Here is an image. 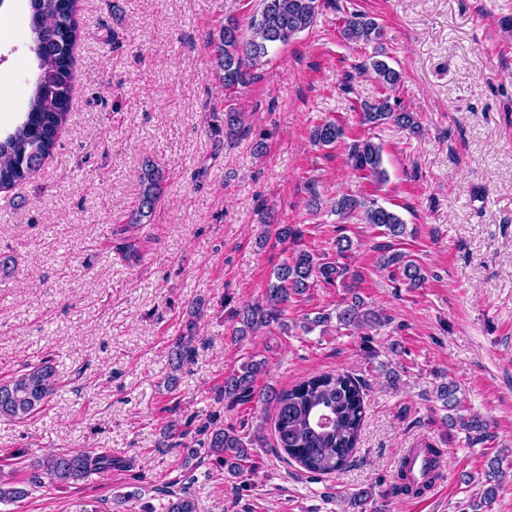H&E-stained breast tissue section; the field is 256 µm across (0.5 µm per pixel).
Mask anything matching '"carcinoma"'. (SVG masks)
Listing matches in <instances>:
<instances>
[{
  "mask_svg": "<svg viewBox=\"0 0 512 512\" xmlns=\"http://www.w3.org/2000/svg\"><path fill=\"white\" fill-rule=\"evenodd\" d=\"M83 0H30V28L37 44L34 53L38 60V74L29 94L27 110L22 120L4 138L0 139V189L32 178L44 160L55 149L59 132L70 118L69 101L72 90L73 51L80 36L78 15ZM327 0H259V9L251 17L247 31H242L237 20L228 18L218 33L208 36L216 69L229 104L224 108V138L232 140L244 131V119L231 101L238 89L254 79L252 70L264 65L269 50L286 45L297 34L311 28L325 7ZM342 37L351 43L378 44L383 29L366 13L347 16L341 27ZM383 52L369 59L365 69L389 94L373 102L360 104L362 124L375 127L392 122L415 131L419 128L416 114L397 109L391 93L401 84V76L381 59ZM344 128L336 121L326 119L311 127L309 138L321 148L333 146L343 138ZM347 161L361 178L380 186L387 181L383 168L382 148L370 138L361 137L350 145ZM144 185L137 209L131 215L129 226L135 227L151 216L159 199V179L154 168L143 172ZM332 209L340 215L361 214V221L372 228L383 229V235L395 240L406 234V223L394 211L377 204L373 199L343 194L333 202ZM280 242H298L302 231L294 224L276 225ZM354 243L346 234L336 237V257L320 258L310 251L297 248L283 264L271 273L265 290V303L244 305L233 313L240 327L236 333L245 336L272 324L283 333L292 326L284 319L289 299L305 295L316 286L353 288L361 280L359 273L350 270L346 260L351 258ZM379 265L388 272L389 280L408 288H419L425 281L422 267L405 252L393 245L380 247ZM336 329L368 335V330L382 323V317L367 308L364 300L354 295L336 306L335 314L317 313L305 318L304 332L330 321ZM195 320L186 325L187 334L178 337L169 357V383L178 381L177 373L190 361L195 339ZM264 367L262 360H250L241 371L224 378V397L231 402L247 401L254 395L253 383ZM59 387L57 371L50 359L28 366L19 375L0 382V417L24 420L47 406ZM364 383L349 373H324L307 378L287 390H270L264 401L273 405L276 447L305 472L314 477L337 474L345 470L356 451L364 424L366 408ZM457 386L443 383L438 386L439 397L446 408L458 406ZM450 425L460 422L475 440L488 437L487 424L477 415L456 419L448 417ZM206 436L209 453L233 477L243 474L242 462L250 457V449L263 445V436L256 431L244 437L233 428L206 424L199 429ZM426 455L419 474L412 472L410 460L403 458L393 485L397 495L420 496L429 488L439 468L443 450L431 445L421 449ZM125 461L112 457L106 451L85 449L58 451L34 461L36 475H45L57 486H68L85 479L93 472H106L120 467ZM500 484L499 460L487 464L484 489L478 506L489 507ZM27 490L8 480L0 481V502L17 501ZM167 497L165 512H199L196 498L186 489L163 490Z\"/></svg>",
  "mask_w": 512,
  "mask_h": 512,
  "instance_id": "carcinoma-1",
  "label": "carcinoma"
}]
</instances>
